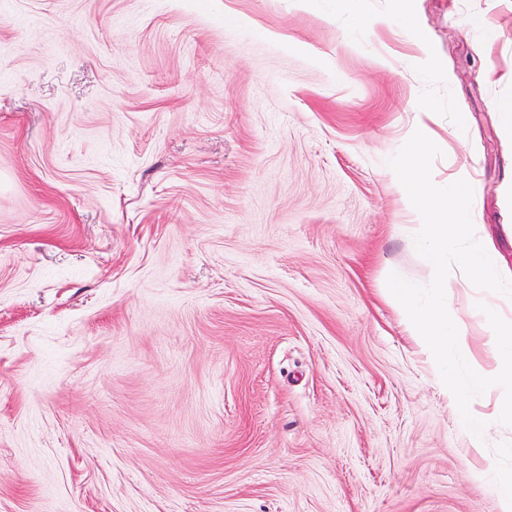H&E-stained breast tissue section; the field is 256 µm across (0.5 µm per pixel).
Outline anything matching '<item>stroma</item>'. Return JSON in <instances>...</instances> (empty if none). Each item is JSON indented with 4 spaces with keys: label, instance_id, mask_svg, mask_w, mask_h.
Segmentation results:
<instances>
[{
    "label": "stroma",
    "instance_id": "35a3bbf8",
    "mask_svg": "<svg viewBox=\"0 0 512 512\" xmlns=\"http://www.w3.org/2000/svg\"><path fill=\"white\" fill-rule=\"evenodd\" d=\"M508 112L512 0H0V512H502L378 277L422 126L512 279Z\"/></svg>",
    "mask_w": 512,
    "mask_h": 512
}]
</instances>
